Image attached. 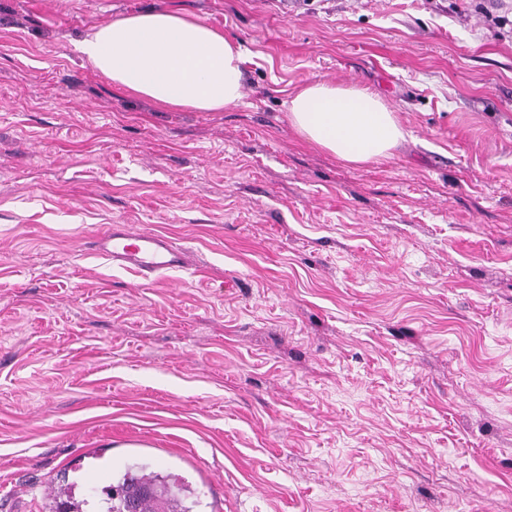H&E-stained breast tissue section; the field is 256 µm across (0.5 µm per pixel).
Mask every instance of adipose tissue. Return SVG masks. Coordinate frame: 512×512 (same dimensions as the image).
<instances>
[{
	"mask_svg": "<svg viewBox=\"0 0 512 512\" xmlns=\"http://www.w3.org/2000/svg\"><path fill=\"white\" fill-rule=\"evenodd\" d=\"M77 51L120 88L166 108L220 112L243 97V53L222 30L159 8L97 26ZM296 136L346 165L390 158L406 132L379 95L310 82L288 97Z\"/></svg>",
	"mask_w": 512,
	"mask_h": 512,
	"instance_id": "1",
	"label": "adipose tissue"
}]
</instances>
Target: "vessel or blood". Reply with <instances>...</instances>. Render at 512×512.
I'll return each instance as SVG.
<instances>
[{
    "instance_id": "1",
    "label": "vessel or blood",
    "mask_w": 512,
    "mask_h": 512,
    "mask_svg": "<svg viewBox=\"0 0 512 512\" xmlns=\"http://www.w3.org/2000/svg\"><path fill=\"white\" fill-rule=\"evenodd\" d=\"M98 255L143 277L184 267L183 254L164 236L137 233L125 227L113 228L97 241Z\"/></svg>"
}]
</instances>
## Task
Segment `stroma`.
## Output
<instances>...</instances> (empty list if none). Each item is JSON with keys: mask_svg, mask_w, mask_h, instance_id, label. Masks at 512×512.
I'll return each mask as SVG.
<instances>
[{"mask_svg": "<svg viewBox=\"0 0 512 512\" xmlns=\"http://www.w3.org/2000/svg\"><path fill=\"white\" fill-rule=\"evenodd\" d=\"M155 8L222 29L243 97L170 110L74 48ZM512 0H0V493L100 502L129 467L194 512H512ZM377 93L349 166L289 95ZM170 238L147 280L94 251ZM287 110L300 140L349 166L390 158L407 135L388 103L357 85L310 82L289 95Z\"/></svg>", "mask_w": 512, "mask_h": 512, "instance_id": "stroma-1", "label": "stroma"}]
</instances>
